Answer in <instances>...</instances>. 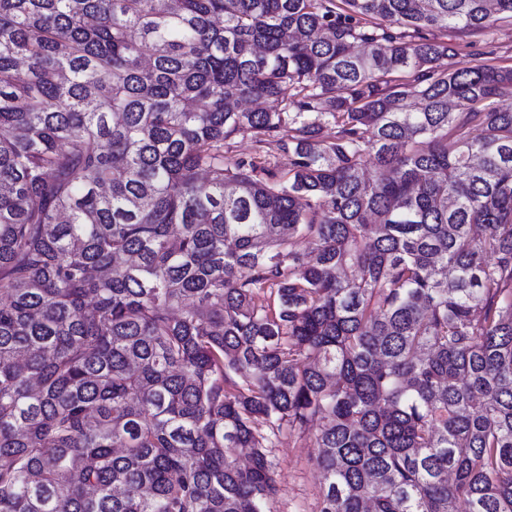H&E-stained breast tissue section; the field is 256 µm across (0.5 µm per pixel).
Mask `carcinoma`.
I'll list each match as a JSON object with an SVG mask.
<instances>
[{
  "mask_svg": "<svg viewBox=\"0 0 512 512\" xmlns=\"http://www.w3.org/2000/svg\"><path fill=\"white\" fill-rule=\"evenodd\" d=\"M504 18L0 0V512H271L313 424L319 512H512V69L422 35Z\"/></svg>",
  "mask_w": 512,
  "mask_h": 512,
  "instance_id": "1",
  "label": "carcinoma"
}]
</instances>
